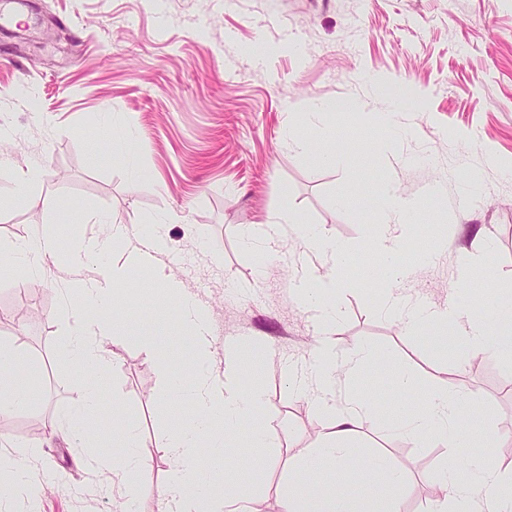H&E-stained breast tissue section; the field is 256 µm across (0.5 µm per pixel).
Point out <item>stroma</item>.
<instances>
[{
  "label": "stroma",
  "mask_w": 512,
  "mask_h": 512,
  "mask_svg": "<svg viewBox=\"0 0 512 512\" xmlns=\"http://www.w3.org/2000/svg\"><path fill=\"white\" fill-rule=\"evenodd\" d=\"M22 8L26 21L0 29V247L40 224L68 247L79 234L104 237L116 223L134 234L167 217L160 274L205 307L214 371H224L225 344L270 348L257 375L274 445L249 451L268 471L255 512H280L289 460L328 423L287 381L319 336L341 355L361 346L387 353L419 389L452 384L478 400L494 435H512V393L502 391L512 369L467 349L439 353L431 336L406 332L384 313L362 282L376 231L363 203L388 181L420 201L418 223L448 237L445 251L406 254L411 302L447 306L462 249L476 277L489 281L488 304L512 286V0H22ZM350 98L364 112L337 127L354 158L344 168L320 163L326 144L302 114L312 103ZM391 103L412 118L410 136L393 138L380 122ZM128 130L138 178L112 154ZM296 138L309 151H297ZM31 168L43 172L32 203L10 205L16 173ZM46 195L56 207L43 206ZM286 209L351 249L352 286L336 298L334 325L321 326L297 297L306 256L296 235L272 257L242 245ZM91 214L103 223H89ZM70 276L68 265L50 263L38 282L0 285V342L21 345L44 370L33 406L0 415V453L40 489V512H122L118 475L86 466L81 448L44 441L46 424L80 385L71 364L52 357L73 322ZM150 307L154 328L189 361L192 341L173 307L130 293V326ZM101 347L115 362L107 405L124 408L152 441L139 450L151 482L138 510L158 512L170 462L156 442L175 401L136 337ZM360 433L362 445L407 472L402 512H422L439 485L442 448L380 436L372 418L361 420Z\"/></svg>",
  "instance_id": "obj_1"
}]
</instances>
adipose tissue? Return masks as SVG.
Here are the masks:
<instances>
[{"mask_svg": "<svg viewBox=\"0 0 512 512\" xmlns=\"http://www.w3.org/2000/svg\"><path fill=\"white\" fill-rule=\"evenodd\" d=\"M363 105L356 99L333 100L312 106L308 124L319 126L324 138L337 137L333 118L358 116ZM383 198L374 216L379 230L371 241V263L387 269L388 278L377 303L398 312L408 331L433 336L439 350L458 346L480 351L512 364V304L503 303L493 312L480 313L477 304L483 291L471 287L472 263L468 253L459 256L460 288L455 303L447 308L419 307L404 303L399 285L409 273L397 266L396 258L413 237L429 239L414 217L417 200L404 197L394 185L381 186ZM298 234L305 249L322 258L318 267L300 270L297 288L303 306L318 308L323 320L335 319L333 300L348 287L343 270L351 257L350 248L331 239L322 230L302 225ZM123 246L122 260L108 262L115 246ZM168 247L158 222L143 225L142 234L130 236L126 226L113 225L108 238H88L62 249L49 228L33 238L0 249V268L10 276L38 278L48 261L63 257L75 267L94 266V279L76 278L70 291L79 300L70 332L55 349V358L82 369L79 401L54 418L49 433L83 448L87 462L112 468L123 479L126 504L134 512L137 495L149 482L147 463L137 450L141 434L121 409H107L105 384L111 364L102 354L103 339L134 335L163 367L171 394H186V415L176 417L163 446L171 462L169 482L159 493V512H253L251 493L263 484L266 470L251 464L248 471H236L234 481L216 486L211 471L236 456L241 448H269L273 442L266 423V403L255 381L257 368L267 355L264 345L251 347L248 354H236L224 363L223 377L212 373L214 342L209 336L205 309L174 280L160 276L156 261ZM139 266L149 273L145 285L153 300L168 303L177 311L180 329L193 339L194 358L182 364L167 342L149 325L129 328L118 304L124 292L128 270ZM309 358L313 370L308 378L289 374L296 392H310L320 412L329 416L328 425L316 437L317 443L289 465L280 500L283 512H399L408 478L388 464L383 455L360 451L358 427L361 419L383 412L396 414L388 434L413 440L417 447H443V495L435 512H512V472L492 463L497 447L495 435L474 422L475 407L462 400L448 386L433 387L416 410H408L405 396L416 388L406 371L397 369L386 354L361 348L338 356L333 344L317 338ZM371 371L377 389L360 393L355 382L363 371ZM252 374L242 383L243 374ZM25 384H18V377ZM41 370L33 366L24 350L13 343L0 344V414L26 410L32 403ZM111 428V441L94 436V429ZM210 440L209 457L199 452L201 437ZM116 447L108 454L106 445Z\"/></svg>", "mask_w": 512, "mask_h": 512, "instance_id": "1", "label": "adipose tissue"}]
</instances>
